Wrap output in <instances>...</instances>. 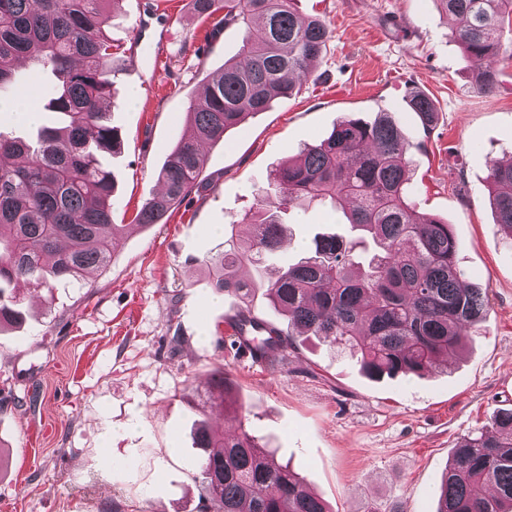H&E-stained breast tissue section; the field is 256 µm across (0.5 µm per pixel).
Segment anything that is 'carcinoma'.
<instances>
[{
  "label": "carcinoma",
  "instance_id": "1",
  "mask_svg": "<svg viewBox=\"0 0 512 512\" xmlns=\"http://www.w3.org/2000/svg\"><path fill=\"white\" fill-rule=\"evenodd\" d=\"M117 2L0 0V92L21 85L19 64L31 60L35 73L55 76L49 108L64 117L59 126L40 127L35 143L0 129V158L14 159L0 163V328L25 319L17 301L4 299V286L82 288L88 273L109 265L121 236L123 225L112 222L114 176L102 163L121 147L106 109L118 63L106 5ZM194 2L201 15L224 13L219 22L226 28L255 19L262 26L206 81L188 113V132L159 173L163 191L135 216L145 226L162 223L199 185L206 145L292 96L330 38L326 23L301 16L294 0ZM432 2L456 22L454 38L478 71L480 89H497L496 63L512 58V0ZM407 104L423 128L432 125L431 99L414 90ZM419 147L385 113L372 122L344 117L327 138L277 165L246 240L227 239L224 251L204 260L213 288L245 302L254 282L240 268L267 272L264 262L289 230L279 221L282 209L307 199L351 203L346 223L374 243L365 261L353 239L317 237L300 261L264 278L288 315V332L244 314L230 321L240 333L247 326L260 332L252 339L254 354L271 369L286 363L300 336L347 347L375 379L420 377L465 351L489 302L465 280L450 225L410 199L411 154ZM488 184L496 224L512 241V162L490 161ZM215 386L225 416L238 417L233 381L224 375ZM195 438L203 449L193 475L200 512H330L248 431L228 434L201 424ZM435 512H512V408L498 411L492 430L467 436L453 450Z\"/></svg>",
  "mask_w": 512,
  "mask_h": 512
}]
</instances>
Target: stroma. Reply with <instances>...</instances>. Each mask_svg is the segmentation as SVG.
<instances>
[{
    "mask_svg": "<svg viewBox=\"0 0 512 512\" xmlns=\"http://www.w3.org/2000/svg\"><path fill=\"white\" fill-rule=\"evenodd\" d=\"M324 19L325 53L292 98L249 115L207 150L206 186L162 223L136 224L163 190L158 173L187 131L203 75L221 71L248 31L199 16L194 0H121L111 19L121 62L110 98L122 150L111 160L114 223L125 230L86 285L20 289L22 328L0 331V512H199L197 421L262 437L330 512H434L435 491L461 437L512 408V243L488 198V163L512 158V60L503 85L476 73L432 0H295ZM435 102L424 131L408 86ZM390 113L419 148L411 197L448 220L486 317L466 355L414 379L373 381L347 350L298 341L270 371L243 357L221 327L245 304L212 288L204 258L246 218L270 171L327 137L346 114ZM341 209L282 213L279 258L306 254ZM180 334L172 343V334ZM229 375L241 406L228 419L208 392Z\"/></svg>",
    "mask_w": 512,
    "mask_h": 512,
    "instance_id": "35a3bbf8",
    "label": "stroma"
}]
</instances>
